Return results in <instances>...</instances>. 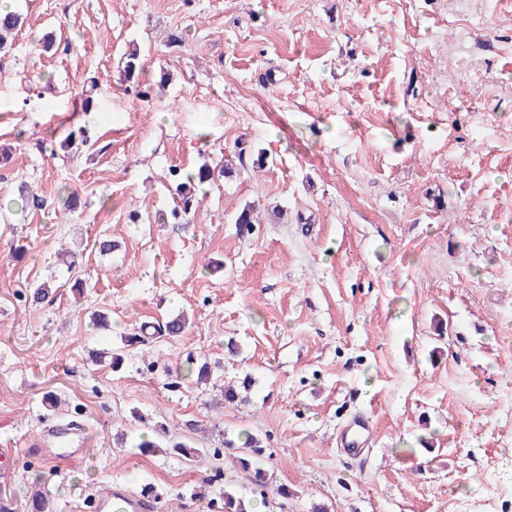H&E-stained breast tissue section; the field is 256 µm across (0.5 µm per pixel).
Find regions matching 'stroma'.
Masks as SVG:
<instances>
[{"label": "stroma", "instance_id": "stroma-1", "mask_svg": "<svg viewBox=\"0 0 512 512\" xmlns=\"http://www.w3.org/2000/svg\"><path fill=\"white\" fill-rule=\"evenodd\" d=\"M9 6L26 24L0 53L12 149L0 166V499L27 512L41 482L55 512H96L94 489L112 482L155 491L154 512H224L228 490L254 512L477 500L500 512L497 489L512 486V0ZM51 29L66 50H42ZM133 45L141 82L163 86L146 101L121 75ZM92 73L100 95L85 112ZM77 127L89 143L60 149ZM220 162L228 172L191 223H174L169 169ZM25 187L41 209L18 207ZM248 204L260 223H232ZM65 249L74 270L57 260ZM45 282L51 301L32 305ZM98 312L110 329L92 324ZM183 313V335H142ZM106 348L122 351L120 371L93 359ZM194 361L251 377L246 399L196 384ZM49 391L65 413L46 410ZM71 410L89 444L62 471L43 439ZM357 416L372 429L353 457L336 441ZM160 427L199 457L141 453L139 435ZM247 432L289 497L254 493L234 465Z\"/></svg>", "mask_w": 512, "mask_h": 512}]
</instances>
